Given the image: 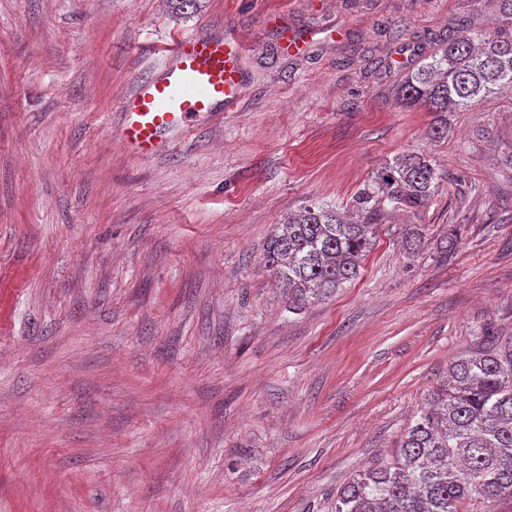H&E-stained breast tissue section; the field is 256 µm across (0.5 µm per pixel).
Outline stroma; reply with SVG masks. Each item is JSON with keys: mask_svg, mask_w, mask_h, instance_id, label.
Segmentation results:
<instances>
[{"mask_svg": "<svg viewBox=\"0 0 512 512\" xmlns=\"http://www.w3.org/2000/svg\"><path fill=\"white\" fill-rule=\"evenodd\" d=\"M494 17L0 0V512H334L451 363L512 345V90L438 139L436 114L394 100L454 23ZM196 31L237 41V98L153 158L121 149V99ZM412 153L442 175L431 205L385 212L358 277L289 309L262 255L276 224L348 208Z\"/></svg>", "mask_w": 512, "mask_h": 512, "instance_id": "1", "label": "stroma"}]
</instances>
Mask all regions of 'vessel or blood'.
I'll return each instance as SVG.
<instances>
[{
	"instance_id": "obj_1",
	"label": "vessel or blood",
	"mask_w": 512,
	"mask_h": 512,
	"mask_svg": "<svg viewBox=\"0 0 512 512\" xmlns=\"http://www.w3.org/2000/svg\"><path fill=\"white\" fill-rule=\"evenodd\" d=\"M168 58L160 72L138 80L121 104L120 141L146 158L157 153L165 133L192 128L231 104L239 86L236 57L224 39L201 32L178 38Z\"/></svg>"
}]
</instances>
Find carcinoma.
<instances>
[{"mask_svg": "<svg viewBox=\"0 0 512 512\" xmlns=\"http://www.w3.org/2000/svg\"><path fill=\"white\" fill-rule=\"evenodd\" d=\"M499 3L492 25L457 24L428 62L404 75L398 99L463 112L497 87L512 89V0ZM439 179L429 156L411 155L354 194L356 222L323 205L288 214L266 239L263 258L290 304L318 302L355 279L387 208H426ZM503 497L512 498V350H485L451 366L393 462L359 474L336 497L335 512H460L467 501Z\"/></svg>", "mask_w": 512, "mask_h": 512, "instance_id": "obj_1", "label": "carcinoma"}]
</instances>
